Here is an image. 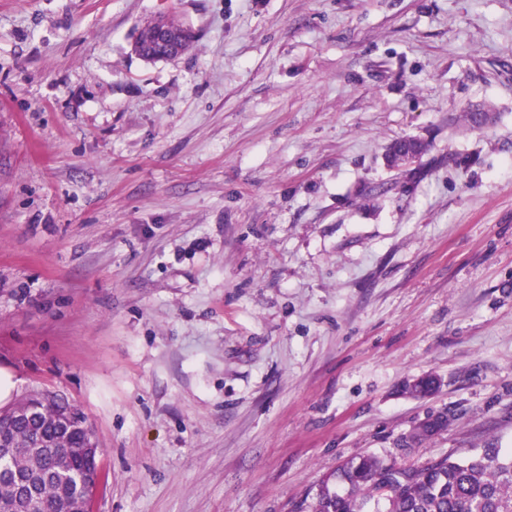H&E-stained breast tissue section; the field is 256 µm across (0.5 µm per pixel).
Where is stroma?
I'll return each instance as SVG.
<instances>
[{
    "mask_svg": "<svg viewBox=\"0 0 512 512\" xmlns=\"http://www.w3.org/2000/svg\"><path fill=\"white\" fill-rule=\"evenodd\" d=\"M0 366L92 428L89 512L512 448V0H0ZM151 38L160 46L166 47L167 52L162 54L161 57L169 58L177 56L182 53L192 42L190 38H176L174 37L167 27L161 22H156L151 26ZM448 427V416L444 413L435 415L433 422L429 425H421L414 427L412 432L406 437L405 447H413L422 442L440 434Z\"/></svg>",
    "mask_w": 512,
    "mask_h": 512,
    "instance_id": "1",
    "label": "stroma"
}]
</instances>
